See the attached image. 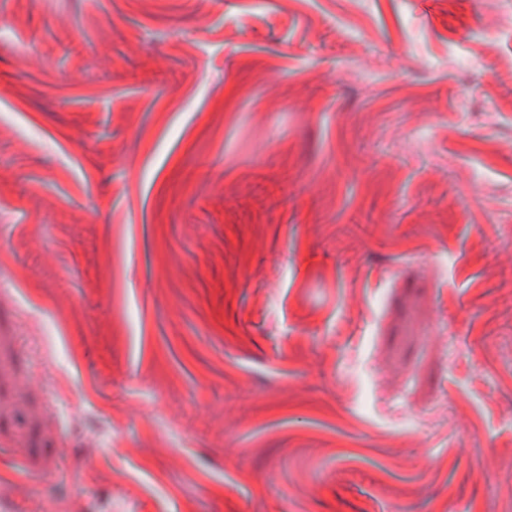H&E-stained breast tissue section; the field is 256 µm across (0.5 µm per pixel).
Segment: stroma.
Wrapping results in <instances>:
<instances>
[{"label": "stroma", "instance_id": "stroma-1", "mask_svg": "<svg viewBox=\"0 0 512 512\" xmlns=\"http://www.w3.org/2000/svg\"><path fill=\"white\" fill-rule=\"evenodd\" d=\"M512 0H0L5 512H512Z\"/></svg>", "mask_w": 512, "mask_h": 512}]
</instances>
